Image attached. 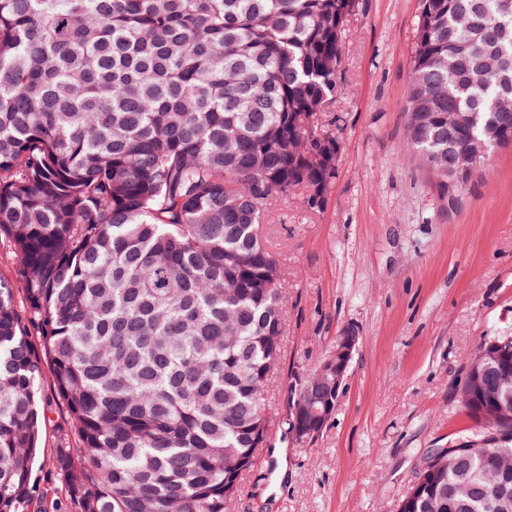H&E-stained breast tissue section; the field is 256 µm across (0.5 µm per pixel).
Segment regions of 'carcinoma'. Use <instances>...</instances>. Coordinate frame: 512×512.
Instances as JSON below:
<instances>
[{
  "instance_id": "obj_1",
  "label": "carcinoma",
  "mask_w": 512,
  "mask_h": 512,
  "mask_svg": "<svg viewBox=\"0 0 512 512\" xmlns=\"http://www.w3.org/2000/svg\"><path fill=\"white\" fill-rule=\"evenodd\" d=\"M356 0H0V512H31L49 375L78 512H232L272 425L287 311L261 226L336 177ZM512 0H419L407 143L448 181L471 137L512 143ZM471 123L448 139L440 115ZM24 292L35 349L14 307ZM457 395L471 434L424 460L410 512H512V377L490 343ZM333 376L309 397L336 410ZM498 391L483 425L481 390Z\"/></svg>"
}]
</instances>
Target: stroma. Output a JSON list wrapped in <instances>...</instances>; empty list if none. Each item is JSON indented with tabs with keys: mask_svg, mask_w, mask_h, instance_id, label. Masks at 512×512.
<instances>
[{
	"mask_svg": "<svg viewBox=\"0 0 512 512\" xmlns=\"http://www.w3.org/2000/svg\"><path fill=\"white\" fill-rule=\"evenodd\" d=\"M419 0H357L343 40L336 179L323 210L279 202L262 233L284 270L282 371L316 365L335 336L360 339L336 413L311 445L271 430L233 512H396L427 451L468 424L455 387L492 331L512 333V148L456 196L407 144L405 102ZM35 472L61 512H76L54 458L72 447L50 380Z\"/></svg>",
	"mask_w": 512,
	"mask_h": 512,
	"instance_id": "1",
	"label": "stroma"
}]
</instances>
